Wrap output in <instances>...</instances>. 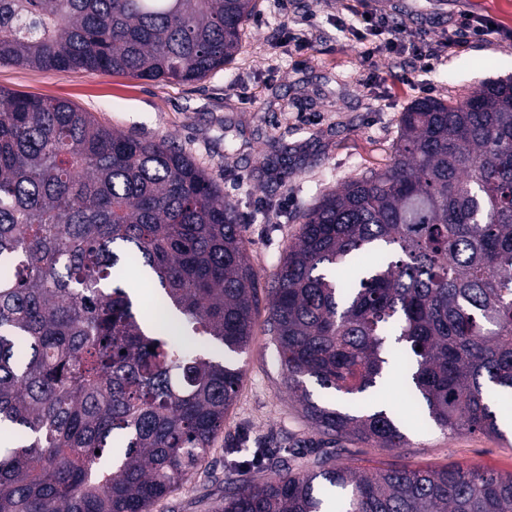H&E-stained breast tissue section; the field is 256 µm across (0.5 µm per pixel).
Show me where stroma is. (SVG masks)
<instances>
[{"label":"stroma","instance_id":"obj_1","mask_svg":"<svg viewBox=\"0 0 512 512\" xmlns=\"http://www.w3.org/2000/svg\"><path fill=\"white\" fill-rule=\"evenodd\" d=\"M407 34L439 39L464 15L492 20L497 33L429 69L393 54L363 60L353 31L339 28L344 0H259L240 50L223 69L189 83L109 71L44 72L0 64V88L71 102L112 128L167 138L206 169L235 205L250 262L267 286L299 230V214L322 194L389 163L402 112L422 97L462 100L489 81L512 78V0H373ZM311 16L312 47L284 38L285 17ZM244 355V377L211 450L210 471L176 487L152 512H207L224 493L227 449L263 446L307 457L319 436L290 397L263 325ZM409 445L346 441L339 461L442 467L458 463L512 471V444L482 434H443L421 416L404 421Z\"/></svg>","mask_w":512,"mask_h":512}]
</instances>
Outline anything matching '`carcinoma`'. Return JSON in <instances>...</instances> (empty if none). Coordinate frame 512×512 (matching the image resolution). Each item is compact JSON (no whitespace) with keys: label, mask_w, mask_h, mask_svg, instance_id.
Masks as SVG:
<instances>
[{"label":"carcinoma","mask_w":512,"mask_h":512,"mask_svg":"<svg viewBox=\"0 0 512 512\" xmlns=\"http://www.w3.org/2000/svg\"><path fill=\"white\" fill-rule=\"evenodd\" d=\"M257 9L0 0V63L200 81ZM257 288L234 205L181 148L0 88V512H151L192 481L242 382ZM268 305L322 450L261 483L231 467L211 512H512V471L366 470L334 449L408 445L403 413L374 399L392 371L444 433L506 439L512 81L414 101L390 162L301 215Z\"/></svg>","instance_id":"cac0c4a2"}]
</instances>
